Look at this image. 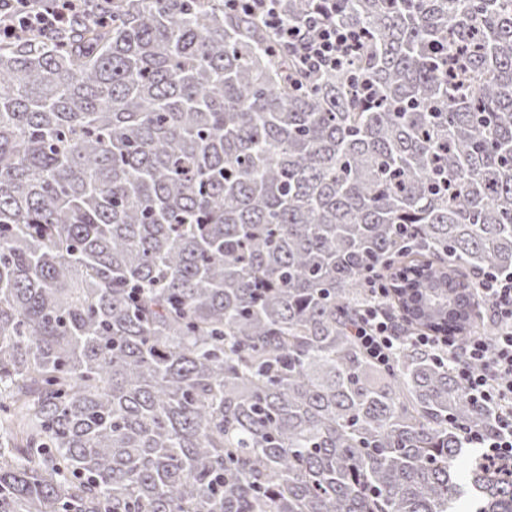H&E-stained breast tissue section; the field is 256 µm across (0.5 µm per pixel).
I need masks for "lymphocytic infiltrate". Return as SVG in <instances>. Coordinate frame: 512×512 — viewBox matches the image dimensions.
<instances>
[{"label": "lymphocytic infiltrate", "mask_w": 512, "mask_h": 512, "mask_svg": "<svg viewBox=\"0 0 512 512\" xmlns=\"http://www.w3.org/2000/svg\"><path fill=\"white\" fill-rule=\"evenodd\" d=\"M88 0H51L37 12H13L5 34L35 31L56 36L86 14ZM224 6L244 15L261 17L278 36L299 69L316 75L349 63L362 48L356 30L329 22L325 16H307L291 24L279 10V0H224ZM477 292L489 300L488 317L505 327L498 336H472L449 342L448 359L464 382L471 399L494 408L493 432H467L468 447L479 449L478 463L498 476L512 477V272H484L478 277ZM359 341L379 358H386L401 340L402 331L381 302L366 307L356 321Z\"/></svg>", "instance_id": "obj_1"}]
</instances>
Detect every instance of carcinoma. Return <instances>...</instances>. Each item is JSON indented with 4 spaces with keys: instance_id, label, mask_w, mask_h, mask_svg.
Returning a JSON list of instances; mask_svg holds the SVG:
<instances>
[{
    "instance_id": "cac0c4a2",
    "label": "carcinoma",
    "mask_w": 512,
    "mask_h": 512,
    "mask_svg": "<svg viewBox=\"0 0 512 512\" xmlns=\"http://www.w3.org/2000/svg\"><path fill=\"white\" fill-rule=\"evenodd\" d=\"M280 6L363 50L306 76L224 0L0 40V512H512L445 353L351 327L381 286L408 334L494 331L512 0Z\"/></svg>"
}]
</instances>
